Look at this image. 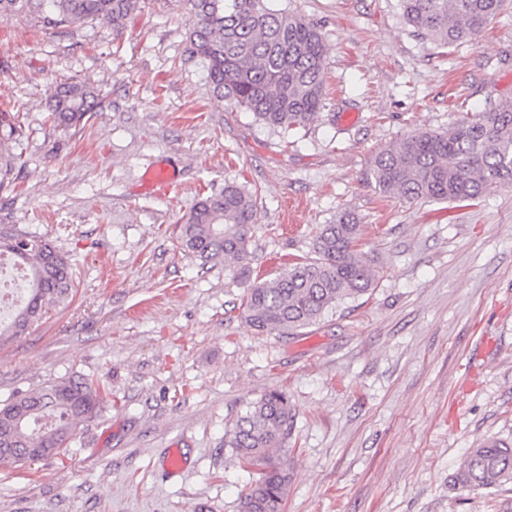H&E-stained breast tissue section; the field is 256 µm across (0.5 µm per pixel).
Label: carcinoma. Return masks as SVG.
I'll return each mask as SVG.
<instances>
[{
    "label": "carcinoma",
    "mask_w": 512,
    "mask_h": 512,
    "mask_svg": "<svg viewBox=\"0 0 512 512\" xmlns=\"http://www.w3.org/2000/svg\"><path fill=\"white\" fill-rule=\"evenodd\" d=\"M192 17L189 57L206 66L216 97L250 112L282 133L311 125L325 96L326 49L322 33L297 13L269 8L266 0H183ZM505 0H401L412 32L438 47L475 43L497 19ZM140 0H0V21L26 19L45 30L86 20L123 27ZM99 107L84 82H63L53 96L51 118L70 128ZM23 134L18 122L0 117V191L23 165L10 144ZM366 181L385 196L463 206L479 200L492 184L512 185V102L466 115L445 130H413L379 150ZM256 199L234 183L197 201L181 230L183 250L201 264L222 265L232 278L249 268V231ZM360 225L351 213L317 227L311 255L280 274L246 289V321L261 332L293 334L316 323L340 303L367 294L376 270L358 248ZM23 267L28 283L23 305L0 317V344L24 335L48 306L72 294L68 256L45 238L0 230V253ZM107 401L105 391L81 376L20 394L0 406V468L19 464L17 455L34 444L57 455ZM288 394L279 389L251 403L224 433V447L239 463L261 469L241 499V512H284L289 474L282 460L294 429ZM455 482L487 494L512 484V443L487 439L461 458Z\"/></svg>",
    "instance_id": "obj_1"
}]
</instances>
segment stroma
Here are the masks:
<instances>
[{
  "instance_id": "35a3bbf8",
  "label": "stroma",
  "mask_w": 512,
  "mask_h": 512,
  "mask_svg": "<svg viewBox=\"0 0 512 512\" xmlns=\"http://www.w3.org/2000/svg\"><path fill=\"white\" fill-rule=\"evenodd\" d=\"M323 34L318 119L282 135L217 101L186 52L182 0H140L124 28L0 23V113L25 165L0 227L67 253L75 291L0 346V404L82 376L112 404L56 457L0 471V512H240L259 479L224 432L269 390L288 394L285 512H489L512 502L454 485L468 448L512 441V188L467 207L405 202L363 174L414 129L512 100V0L476 44L415 36L399 0H267ZM100 109L50 120L66 80ZM179 189L144 193L153 164ZM234 181L257 191L250 275L231 281L180 248L186 214ZM349 212L378 273L368 294L296 336L246 322L244 291L310 253ZM185 467L162 477L167 448Z\"/></svg>"
}]
</instances>
